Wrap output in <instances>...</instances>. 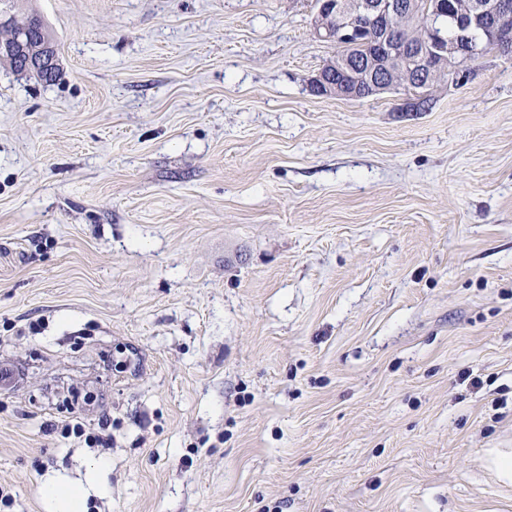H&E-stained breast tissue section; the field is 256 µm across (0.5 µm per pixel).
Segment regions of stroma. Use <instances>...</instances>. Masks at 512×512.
Wrapping results in <instances>:
<instances>
[{"mask_svg": "<svg viewBox=\"0 0 512 512\" xmlns=\"http://www.w3.org/2000/svg\"><path fill=\"white\" fill-rule=\"evenodd\" d=\"M0 490L50 512H512V56L318 96L313 0H19ZM112 436L88 447L61 427ZM15 44L10 48L18 54L23 61L24 69L42 73H49L54 65L53 48L44 43L38 48H32L28 41L15 39ZM48 491L50 498L55 500L60 507L75 510L80 508L85 490L83 487H58L50 484Z\"/></svg>", "mask_w": 512, "mask_h": 512, "instance_id": "1", "label": "stroma"}]
</instances>
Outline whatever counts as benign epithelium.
<instances>
[{
  "label": "benign epithelium",
  "mask_w": 512,
  "mask_h": 512,
  "mask_svg": "<svg viewBox=\"0 0 512 512\" xmlns=\"http://www.w3.org/2000/svg\"><path fill=\"white\" fill-rule=\"evenodd\" d=\"M446 13V0H319L313 21L316 38H336L351 47L371 45L378 51L373 53V63L367 66L347 64L337 71L322 68L311 79V90L320 95L358 100L403 88L412 95L399 111L424 112L433 99L428 94L415 93V87L428 89L437 82L452 81L465 63L491 49L512 50V5L506 0H466L453 11L459 30L484 27L487 40L481 49L462 40L448 43L439 36L435 22ZM399 17H410L420 23V42L405 39L391 43L390 24ZM11 51L18 54L26 70L48 73L54 65L52 47L46 43L33 48L17 38Z\"/></svg>",
  "instance_id": "1"
}]
</instances>
